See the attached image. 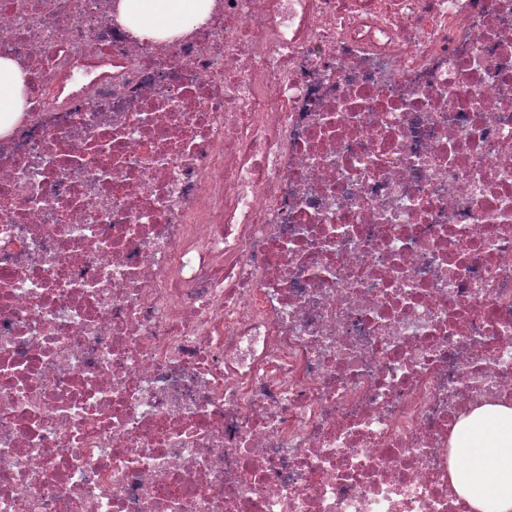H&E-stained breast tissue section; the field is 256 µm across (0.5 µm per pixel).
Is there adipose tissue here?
<instances>
[{"mask_svg": "<svg viewBox=\"0 0 512 512\" xmlns=\"http://www.w3.org/2000/svg\"><path fill=\"white\" fill-rule=\"evenodd\" d=\"M214 0H121V19L140 36L166 38L187 32L208 18ZM27 75L0 55V137L7 136L24 106ZM466 465L454 470L458 491L473 512L495 500L497 512H512V404H487L463 419L451 441Z\"/></svg>", "mask_w": 512, "mask_h": 512, "instance_id": "obj_1", "label": "adipose tissue"}]
</instances>
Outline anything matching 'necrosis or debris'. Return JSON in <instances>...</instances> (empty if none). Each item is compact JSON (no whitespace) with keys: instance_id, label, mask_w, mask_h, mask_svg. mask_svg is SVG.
Masks as SVG:
<instances>
[{"instance_id":"obj_1","label":"necrosis or debris","mask_w":512,"mask_h":512,"mask_svg":"<svg viewBox=\"0 0 512 512\" xmlns=\"http://www.w3.org/2000/svg\"><path fill=\"white\" fill-rule=\"evenodd\" d=\"M0 0V512H472L512 402V0ZM214 0H121V19L140 36L166 38L208 18ZM27 75L8 56L0 55V137H6L25 106ZM466 465L452 472L474 511L494 499L497 512L512 511V403L486 404L463 419L451 440Z\"/></svg>"}]
</instances>
